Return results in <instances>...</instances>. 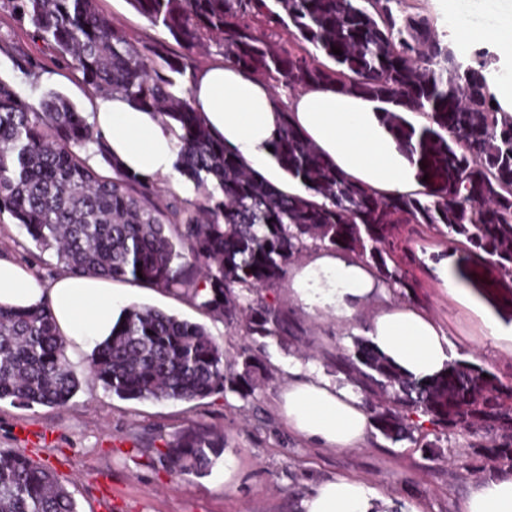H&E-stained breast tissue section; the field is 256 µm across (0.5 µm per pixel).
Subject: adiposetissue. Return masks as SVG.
<instances>
[{"label":"adipose tissue","instance_id":"1","mask_svg":"<svg viewBox=\"0 0 512 512\" xmlns=\"http://www.w3.org/2000/svg\"><path fill=\"white\" fill-rule=\"evenodd\" d=\"M446 12L448 39L460 57H467L477 42L498 55L501 68L491 89L504 109L512 112V19L474 26L456 0H447ZM190 88L194 109L223 136L225 144L266 179L287 182L289 192H300L301 187L286 181L270 155L286 112L346 177L384 195L421 189L410 157L381 124L377 102L328 85L278 100L267 84L225 66L219 58L198 69ZM90 121L124 171L183 190L174 169L172 126L158 114L135 108L116 95L94 98ZM291 289L307 310L328 312L352 328L357 325L359 304L380 300L367 333L376 348L408 375L434 376L450 359V343L440 324L386 297L374 271L355 256L316 249L294 269ZM129 300L127 291L99 276L64 272L41 282L26 266L0 259V306L49 307L70 351L93 347L111 336ZM300 371V365L289 366L292 380L281 395L280 410L289 428L322 448L359 447L372 429L361 393L321 375L303 378ZM394 508L392 500L348 476L318 484L300 503V512H393ZM462 512H512V475L478 485Z\"/></svg>","mask_w":512,"mask_h":512}]
</instances>
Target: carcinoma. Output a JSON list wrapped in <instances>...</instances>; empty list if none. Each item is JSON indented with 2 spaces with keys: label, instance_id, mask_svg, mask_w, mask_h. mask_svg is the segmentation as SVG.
I'll list each match as a JSON object with an SVG mask.
<instances>
[{
  "label": "carcinoma",
  "instance_id": "carcinoma-1",
  "mask_svg": "<svg viewBox=\"0 0 512 512\" xmlns=\"http://www.w3.org/2000/svg\"><path fill=\"white\" fill-rule=\"evenodd\" d=\"M97 2L0 0V10L28 22L31 37L66 59L92 94H119L172 124L175 169L195 196L163 198L157 182L122 171L89 115L60 93L32 82L24 96L0 79V217L54 251L68 273L142 282L251 339L281 340L288 318L263 292L277 287L293 257L320 247L353 254L404 295L414 285L396 258L397 233L425 224L462 246L463 279L486 263L495 285L512 288V113L491 105L486 54L461 60L434 20L404 0H128L179 54L163 41L139 47ZM212 51L290 94L331 84L383 104L380 121L427 178L423 191L383 197L345 178L286 110L271 156L305 194L271 184L191 105L193 56ZM406 112L426 123L415 126ZM92 156L112 176L99 174ZM239 356L244 371L236 373L204 326L134 305L96 345L88 374L126 400L247 398L261 358L250 346ZM334 365L363 394L384 438L435 448L450 432L481 437L472 449L484 466L512 468V384L482 366L459 359L414 379L362 337L337 348ZM79 386L48 308H0V399L62 406ZM223 451V435L189 427L158 455L177 473L204 476ZM0 512L77 509L48 465L1 448Z\"/></svg>",
  "mask_w": 512,
  "mask_h": 512
}]
</instances>
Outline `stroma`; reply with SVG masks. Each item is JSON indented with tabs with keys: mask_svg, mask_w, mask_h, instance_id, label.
<instances>
[{
	"mask_svg": "<svg viewBox=\"0 0 512 512\" xmlns=\"http://www.w3.org/2000/svg\"><path fill=\"white\" fill-rule=\"evenodd\" d=\"M103 12L132 40L150 45L162 33L137 14L127 0H99ZM28 24L0 11V79L28 94L29 82L14 70L8 49L19 48L38 63L34 80L40 90L65 95L80 110L91 99L79 73L51 59L32 41ZM409 257L406 269L416 288L410 304L435 318L452 345L453 356L475 362L512 381V346L486 336L477 318L446 290L442 275L455 269L456 256L445 237L423 226L402 236ZM0 257L25 264L43 281L62 267L50 252H40L18 225L0 223ZM288 316L287 344L265 339L255 397L217 393L190 402L123 400L105 391L87 372L76 394L63 406H24L0 399V448H17L22 428L43 430L51 443L29 449L37 461H49L72 494L77 512H296L300 501L322 481L337 475L362 480L395 503L410 500L423 512H461L473 488L492 478V471L472 464V453L459 436H449L439 449L391 442L371 431L357 448L335 450L309 445L294 434L279 409L290 377L282 361L294 357L316 366L338 384L331 357L353 345L351 328L329 316L302 308L289 280L270 293ZM134 304L150 306L203 325L228 355H236L247 338L237 328L201 314L189 302L147 284H137ZM192 426L223 434L224 448L235 457L232 473L216 460L203 477L169 471L155 455L180 429Z\"/></svg>",
	"mask_w": 512,
	"mask_h": 512,
	"instance_id": "obj_1",
	"label": "stroma"
}]
</instances>
